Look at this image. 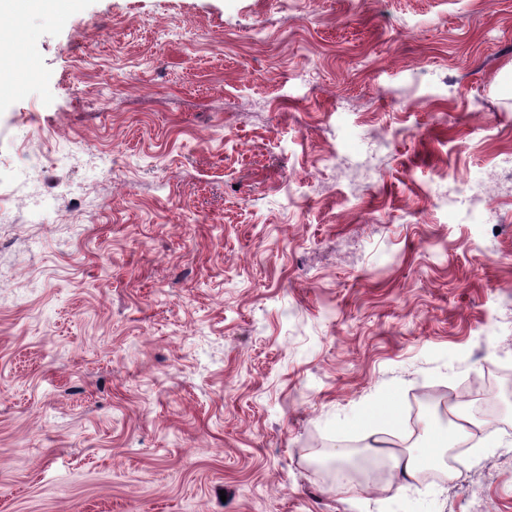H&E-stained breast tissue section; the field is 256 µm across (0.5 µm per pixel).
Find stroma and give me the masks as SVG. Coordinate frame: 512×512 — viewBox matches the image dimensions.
Instances as JSON below:
<instances>
[{
	"instance_id": "35a3bbf8",
	"label": "stroma",
	"mask_w": 512,
	"mask_h": 512,
	"mask_svg": "<svg viewBox=\"0 0 512 512\" xmlns=\"http://www.w3.org/2000/svg\"><path fill=\"white\" fill-rule=\"evenodd\" d=\"M2 26L0 512H512V400L452 483L348 493L328 466L367 460L378 400L512 371V0ZM47 143L99 162L43 182ZM447 179L486 193L447 210Z\"/></svg>"
}]
</instances>
